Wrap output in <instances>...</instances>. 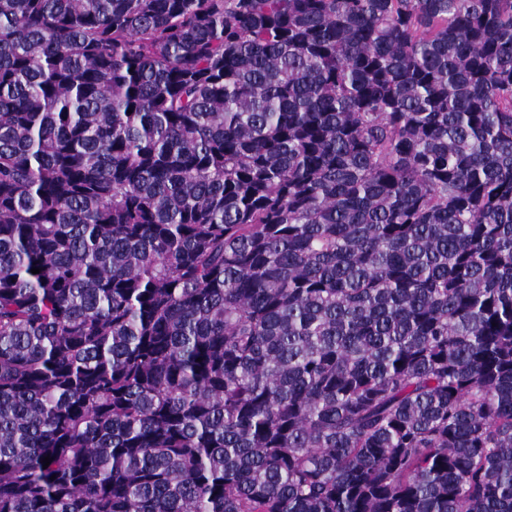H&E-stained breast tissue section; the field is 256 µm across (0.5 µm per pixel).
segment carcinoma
Instances as JSON below:
<instances>
[{
  "label": "carcinoma",
  "mask_w": 512,
  "mask_h": 512,
  "mask_svg": "<svg viewBox=\"0 0 512 512\" xmlns=\"http://www.w3.org/2000/svg\"><path fill=\"white\" fill-rule=\"evenodd\" d=\"M0 512H512V0H0Z\"/></svg>",
  "instance_id": "obj_1"
}]
</instances>
